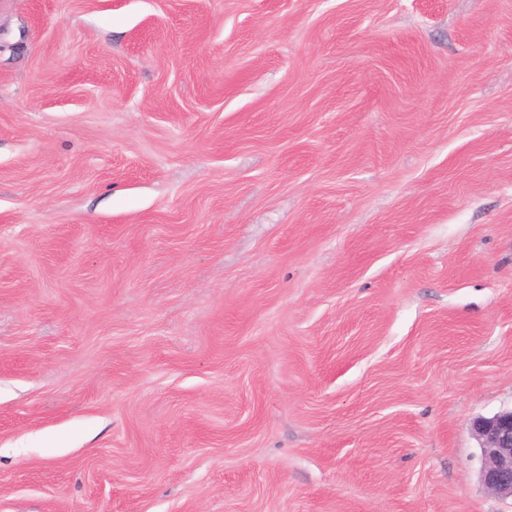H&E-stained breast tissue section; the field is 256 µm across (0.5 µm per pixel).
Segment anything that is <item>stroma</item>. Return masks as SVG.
I'll use <instances>...</instances> for the list:
<instances>
[{"mask_svg":"<svg viewBox=\"0 0 512 512\" xmlns=\"http://www.w3.org/2000/svg\"><path fill=\"white\" fill-rule=\"evenodd\" d=\"M512 0H0V512H512ZM472 432L484 461L479 475L482 485L512 500V409L477 417Z\"/></svg>","mask_w":512,"mask_h":512,"instance_id":"stroma-1","label":"stroma"}]
</instances>
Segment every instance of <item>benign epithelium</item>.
Segmentation results:
<instances>
[{
	"mask_svg": "<svg viewBox=\"0 0 512 512\" xmlns=\"http://www.w3.org/2000/svg\"><path fill=\"white\" fill-rule=\"evenodd\" d=\"M483 458L480 481L489 492L512 499V409L472 423Z\"/></svg>",
	"mask_w": 512,
	"mask_h": 512,
	"instance_id": "benign-epithelium-1",
	"label": "benign epithelium"
}]
</instances>
